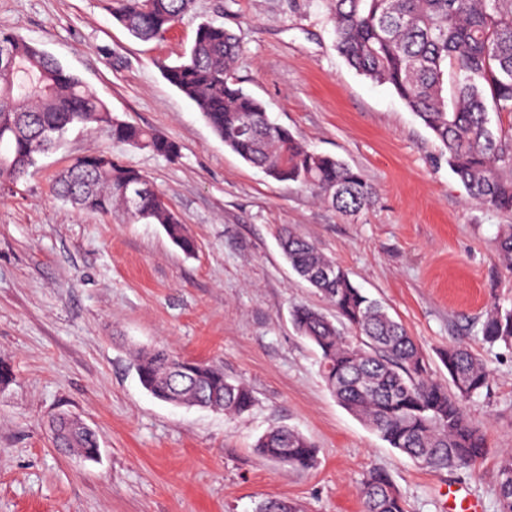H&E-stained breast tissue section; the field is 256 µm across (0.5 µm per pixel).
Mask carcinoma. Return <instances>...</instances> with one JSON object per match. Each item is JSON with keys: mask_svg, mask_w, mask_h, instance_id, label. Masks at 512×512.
<instances>
[{"mask_svg": "<svg viewBox=\"0 0 512 512\" xmlns=\"http://www.w3.org/2000/svg\"><path fill=\"white\" fill-rule=\"evenodd\" d=\"M195 0H106L112 19L142 41L164 38ZM326 20L347 64L389 86L441 144L443 158L468 196L498 212L512 213V0H326ZM10 68H0V187L29 175L41 155L75 128L114 142L176 158L179 146L166 135L114 115L96 90L22 36L0 30ZM239 39L224 25L199 26L188 58L158 62L164 78L196 106L212 132L245 162L279 181H293L345 216L374 200L373 187L342 160L311 150L288 128L271 121L261 101L231 77ZM143 192L136 203L130 193ZM53 195L73 207L108 215L119 210L128 223L159 224L183 252L195 241L179 217L139 170L94 150L72 160L54 179ZM280 247L293 270L336 311L293 309L298 333L320 351L322 378L336 402L390 447L423 468L440 472L470 467L488 453L484 431L465 405L489 384L482 359L460 344L439 358L448 381L433 377L428 360L374 298L345 270L290 225L279 230ZM498 259L512 271V224L495 241ZM361 338L356 344L341 329ZM482 340L512 347V308L496 305L481 325ZM142 386L173 405L201 406L242 415L254 403L250 388L219 366L184 359L159 346L133 355ZM56 446L93 460L96 434L67 416L54 424ZM255 448L296 469L315 465L314 443L289 427L261 435ZM363 512H405L389 474L370 472L361 489ZM500 512H512V452L498 467Z\"/></svg>", "mask_w": 512, "mask_h": 512, "instance_id": "obj_1", "label": "carcinoma"}]
</instances>
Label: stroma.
Masks as SVG:
<instances>
[{"label":"stroma","mask_w":512,"mask_h":512,"mask_svg":"<svg viewBox=\"0 0 512 512\" xmlns=\"http://www.w3.org/2000/svg\"><path fill=\"white\" fill-rule=\"evenodd\" d=\"M210 19L240 38L237 83L310 149L359 171L376 189L369 209L344 216L245 163L162 77L157 61H178ZM0 28L53 55L120 118L180 147L169 159L75 130L0 190V359L14 372L0 390V512H255L268 500L362 512L373 469L391 476L407 512H448L452 488L499 512L512 348L484 344L480 329L492 304L512 305V271L491 251L512 215L471 201L414 113L347 65L324 0H195L149 42L114 22L104 0H0ZM98 148L148 176L193 254L160 225L80 211L51 193L60 169ZM284 224L403 323L436 379L448 378L441 348L463 343L480 356L490 382L466 405L487 437L480 463L429 472L336 402L291 321L296 306L323 301L283 257ZM134 345L219 365L251 388L252 409L230 417L153 398L130 365ZM61 413L97 432V460L58 451L51 425ZM278 426L315 443L313 468L257 452Z\"/></svg>","instance_id":"obj_1"}]
</instances>
